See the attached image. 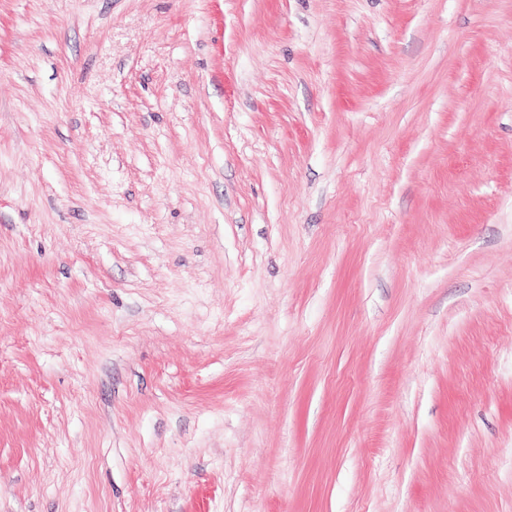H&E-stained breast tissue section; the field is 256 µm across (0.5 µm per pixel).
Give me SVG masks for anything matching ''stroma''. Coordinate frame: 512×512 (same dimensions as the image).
<instances>
[{"label": "stroma", "instance_id": "stroma-1", "mask_svg": "<svg viewBox=\"0 0 512 512\" xmlns=\"http://www.w3.org/2000/svg\"><path fill=\"white\" fill-rule=\"evenodd\" d=\"M0 512H512V0H0Z\"/></svg>", "mask_w": 512, "mask_h": 512}]
</instances>
